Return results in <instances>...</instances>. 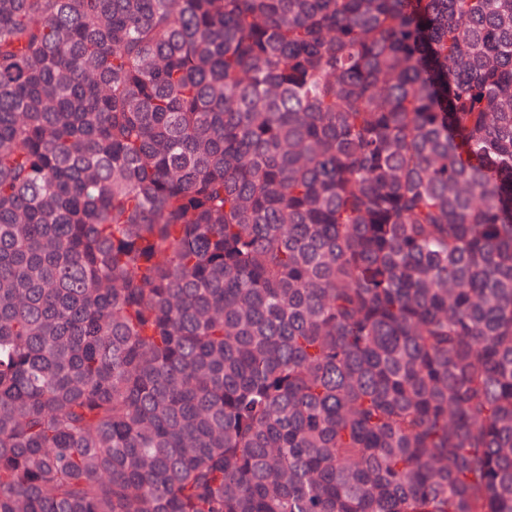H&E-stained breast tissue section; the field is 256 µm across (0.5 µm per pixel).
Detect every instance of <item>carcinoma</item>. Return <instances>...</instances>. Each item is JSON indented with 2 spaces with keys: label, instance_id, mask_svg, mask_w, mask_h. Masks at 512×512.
I'll use <instances>...</instances> for the list:
<instances>
[{
  "label": "carcinoma",
  "instance_id": "cac0c4a2",
  "mask_svg": "<svg viewBox=\"0 0 512 512\" xmlns=\"http://www.w3.org/2000/svg\"><path fill=\"white\" fill-rule=\"evenodd\" d=\"M0 512H512V0H0Z\"/></svg>",
  "mask_w": 512,
  "mask_h": 512
}]
</instances>
